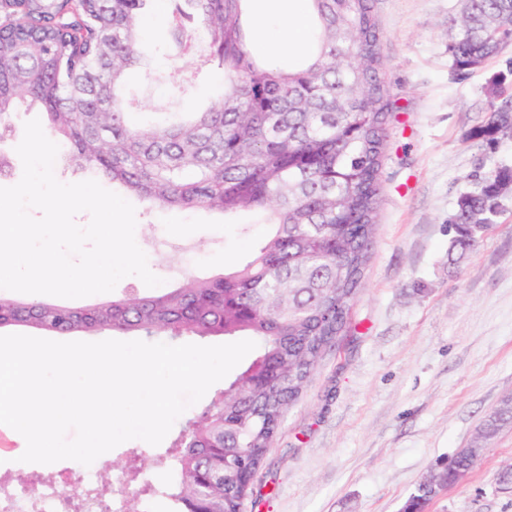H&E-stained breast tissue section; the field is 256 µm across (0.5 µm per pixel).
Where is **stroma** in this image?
Wrapping results in <instances>:
<instances>
[{
	"instance_id": "stroma-1",
	"label": "stroma",
	"mask_w": 512,
	"mask_h": 512,
	"mask_svg": "<svg viewBox=\"0 0 512 512\" xmlns=\"http://www.w3.org/2000/svg\"><path fill=\"white\" fill-rule=\"evenodd\" d=\"M462 0H372L380 28L382 79L397 105L388 118L378 183L381 209L361 287L337 344L327 348L302 395L286 410L252 479L241 512H400L437 461L474 438L485 417L512 395V194L468 257L448 262V220L460 195L502 164L512 137L472 138L492 102L493 80L512 96V43L477 68L455 70L450 25ZM171 0H153L139 25L153 55L129 78L134 107L181 112L208 106L223 86L212 66L167 46ZM37 109L20 110L0 140L7 167L0 187L19 182L15 148ZM135 239L166 284L183 274L213 276L245 262L265 231L244 212L232 220L200 209L157 210L134 200ZM24 438L8 430L0 475L66 474L73 460L21 462ZM166 444L126 441L98 457L105 468L141 458L144 476L164 482ZM512 423L460 484L440 490L424 512H512Z\"/></svg>"
}]
</instances>
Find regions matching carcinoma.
I'll list each match as a JSON object with an SVG mask.
<instances>
[{
    "mask_svg": "<svg viewBox=\"0 0 512 512\" xmlns=\"http://www.w3.org/2000/svg\"><path fill=\"white\" fill-rule=\"evenodd\" d=\"M148 2L0 0L15 16L0 27V139L15 112L38 108L76 166L152 207L258 213L265 238L224 274L185 275L152 295L72 306L0 292V330L255 338L257 358L173 442L169 483H144L124 498V512H144L156 497L172 512H240L286 409L341 336L369 260L391 109L380 32L371 0H306L313 40L302 53L288 51L292 63L283 67L251 52L248 0H178L172 44L221 66L223 91L203 110L135 122L124 89L147 66L138 28ZM453 30V65L464 72L512 41V0H465ZM511 112L512 99L492 105L477 135L495 138ZM511 186L512 167L501 166L459 197L449 254L476 246ZM511 421L507 398L478 439ZM226 450L235 462L227 470ZM468 466L459 455L436 466L405 506L423 512L432 482L452 484ZM139 475L125 464L105 468L75 494L111 512L113 485ZM46 482L20 479L33 512Z\"/></svg>",
    "mask_w": 512,
    "mask_h": 512,
    "instance_id": "obj_1",
    "label": "carcinoma"
}]
</instances>
